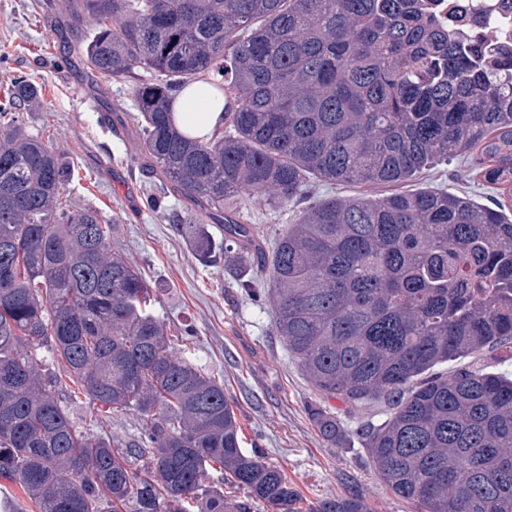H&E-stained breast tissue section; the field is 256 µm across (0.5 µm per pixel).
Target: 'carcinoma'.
Here are the masks:
<instances>
[{"label": "carcinoma", "mask_w": 512, "mask_h": 512, "mask_svg": "<svg viewBox=\"0 0 512 512\" xmlns=\"http://www.w3.org/2000/svg\"><path fill=\"white\" fill-rule=\"evenodd\" d=\"M94 23L86 69L133 88L143 155L172 191L224 223V257L254 289L251 232L229 202L266 194L292 223L260 256L277 332L317 391L349 408L394 402L360 432L384 486L419 512H512V378L441 363L512 343V217L445 188L371 197L441 159L512 199V52L441 27L424 0H43ZM206 81L229 131L175 125V94ZM0 111V485L39 512H371L355 492L302 505L278 467L241 448L224 385L186 360L152 291L112 253V225L59 203L63 153ZM325 195L300 206L311 182ZM353 186L355 195L336 190ZM202 258L209 225L175 214ZM44 348L92 402L132 411L141 442L79 430L42 375ZM320 433L336 418L312 410ZM221 470L246 499L207 484Z\"/></svg>", "instance_id": "carcinoma-1"}]
</instances>
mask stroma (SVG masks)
<instances>
[{
  "instance_id": "obj_1",
  "label": "stroma",
  "mask_w": 512,
  "mask_h": 512,
  "mask_svg": "<svg viewBox=\"0 0 512 512\" xmlns=\"http://www.w3.org/2000/svg\"><path fill=\"white\" fill-rule=\"evenodd\" d=\"M81 33L68 14L51 13L35 0H0V103L17 75L41 85L38 108L22 119L29 132L72 163L74 177L64 202L98 210L111 224L113 253L138 268L154 288L153 313L176 339L178 351L223 383L241 425L243 448L259 450L282 469L303 501L353 488L371 512H417L384 486L358 436L362 424L377 426L387 419L389 404L371 401L352 412L341 400L322 397L278 335L271 305L245 293L223 257L198 259L171 224V214H186L187 202L172 195L166 212L147 208L145 188L154 176L140 159L133 85L116 82L108 97L98 95L95 77L75 52ZM107 108L123 117L120 133L100 125ZM462 172V161H440L408 187H445L483 205L495 203V190L462 180ZM231 207L238 222L254 226L261 239L266 225H285L291 218L286 210L270 212L261 194L234 200ZM59 398L80 430L107 434L122 448L139 442L137 414L99 411L68 380ZM315 406L340 422L341 440L331 442L319 433L311 414Z\"/></svg>"
}]
</instances>
